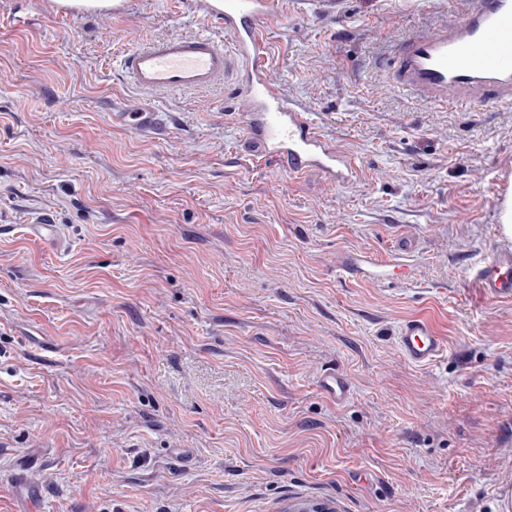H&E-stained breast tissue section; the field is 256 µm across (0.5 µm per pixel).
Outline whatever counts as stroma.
Wrapping results in <instances>:
<instances>
[{
	"label": "stroma",
	"instance_id": "35a3bbf8",
	"mask_svg": "<svg viewBox=\"0 0 512 512\" xmlns=\"http://www.w3.org/2000/svg\"><path fill=\"white\" fill-rule=\"evenodd\" d=\"M199 2L0 0V512L29 486L33 512H501L512 299L472 266L501 239L512 107L437 109L386 72L453 0H275L269 77L355 160L344 186L254 157L235 79L149 95L121 73L218 27ZM142 109L160 130L113 125ZM416 315L448 341L426 367L394 340ZM51 0L54 8L69 9L83 13H121L126 7V0ZM113 2V4H112ZM321 388L337 402H343L349 398L350 386L340 372L332 371L324 374L321 379Z\"/></svg>",
	"mask_w": 512,
	"mask_h": 512
}]
</instances>
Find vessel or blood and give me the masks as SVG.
Wrapping results in <instances>:
<instances>
[{"mask_svg": "<svg viewBox=\"0 0 512 512\" xmlns=\"http://www.w3.org/2000/svg\"><path fill=\"white\" fill-rule=\"evenodd\" d=\"M206 14L223 18V32L170 35L126 51L120 67L143 92H184L222 84L235 74L249 105L246 131L259 155L289 171H319L336 184L357 173L352 157L316 128L310 115L271 83L264 23L273 18L270 0H201ZM391 79L405 94L439 108L512 105V0H459L457 15L413 32L392 51ZM114 123L139 130L158 127L154 112H116ZM482 295L512 298V247L495 246L473 273ZM396 343L418 366L441 358L447 341L424 317L404 322ZM321 388L336 401L350 395L340 372L323 375Z\"/></svg>", "mask_w": 512, "mask_h": 512, "instance_id": "vessel-or-blood-1", "label": "vessel or blood"}]
</instances>
